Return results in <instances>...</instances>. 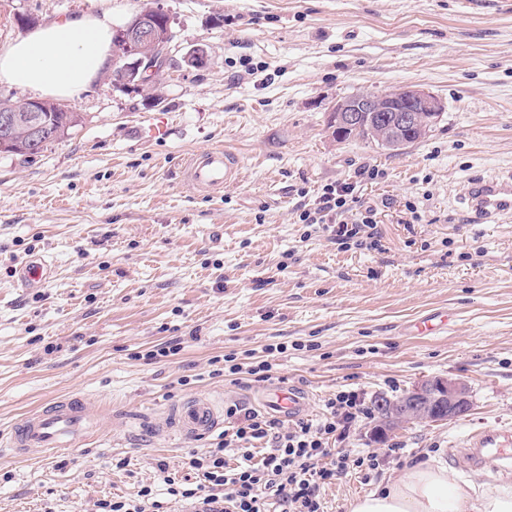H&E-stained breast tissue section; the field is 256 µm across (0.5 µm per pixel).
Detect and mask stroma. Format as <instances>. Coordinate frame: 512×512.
<instances>
[{"mask_svg":"<svg viewBox=\"0 0 512 512\" xmlns=\"http://www.w3.org/2000/svg\"><path fill=\"white\" fill-rule=\"evenodd\" d=\"M144 0H0V46L32 27L110 5L123 27ZM175 39L160 97L98 78L69 109L77 131L28 160L0 154V434L29 411L82 397L109 422L70 453H0V512H94L165 477L217 442L155 431L174 401L211 395L249 407L262 383L215 375L213 358L253 353L273 383L312 394L399 397L434 376L464 380L463 418L414 421L343 440L377 470L322 491L325 512L416 464H452L485 428L512 426V222L471 224L466 182L512 172V0H160ZM208 63L185 64L193 47ZM418 86L445 110L398 151L337 140L340 97ZM234 150L239 182L202 191L178 165ZM356 185L347 244L301 221L326 188ZM46 254L56 275L27 291L16 268ZM432 312L448 325L406 335ZM180 338L178 354L145 360ZM282 343L285 353L267 354Z\"/></svg>","mask_w":512,"mask_h":512,"instance_id":"obj_1","label":"stroma"}]
</instances>
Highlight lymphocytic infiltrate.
Listing matches in <instances>:
<instances>
[{
    "label": "lymphocytic infiltrate",
    "instance_id": "f902f5d3",
    "mask_svg": "<svg viewBox=\"0 0 512 512\" xmlns=\"http://www.w3.org/2000/svg\"><path fill=\"white\" fill-rule=\"evenodd\" d=\"M353 184L328 188L314 213L304 214L310 224L331 223V236L341 244L359 234L358 225L345 222L356 198ZM319 421L299 419L291 424L260 411L233 404L225 408L230 431L204 453H191L188 465L198 474L196 483L170 482L172 503L191 502L198 512H324L321 491L354 470H376L379 458L349 448L331 447L363 412L352 391L328 398ZM237 449L236 461L225 458Z\"/></svg>",
    "mask_w": 512,
    "mask_h": 512
}]
</instances>
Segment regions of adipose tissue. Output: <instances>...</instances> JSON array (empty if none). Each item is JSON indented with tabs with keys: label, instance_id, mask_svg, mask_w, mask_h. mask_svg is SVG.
<instances>
[{
	"label": "adipose tissue",
	"instance_id": "adipose-tissue-1",
	"mask_svg": "<svg viewBox=\"0 0 512 512\" xmlns=\"http://www.w3.org/2000/svg\"><path fill=\"white\" fill-rule=\"evenodd\" d=\"M113 34L108 7L45 24L0 47V83L75 100L111 68ZM350 512H512V486L476 497L447 466L427 461L352 502Z\"/></svg>",
	"mask_w": 512,
	"mask_h": 512
}]
</instances>
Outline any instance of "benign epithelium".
<instances>
[{"label":"benign epithelium","instance_id":"obj_1","mask_svg":"<svg viewBox=\"0 0 512 512\" xmlns=\"http://www.w3.org/2000/svg\"><path fill=\"white\" fill-rule=\"evenodd\" d=\"M161 9L137 15L117 34L114 63L117 78L138 84L157 80L167 65L170 45L156 27ZM51 102L27 100L19 112L0 114V150L13 144L37 145L42 139L43 113ZM445 109L431 92L417 87H401L384 94L353 93L337 100L328 114V122L342 139L361 129L368 130L374 140L387 148H403L408 144L406 132L424 135L432 123L438 122ZM26 116H20V113ZM389 424L421 420L438 424L467 416L473 402L467 384L456 378L433 377L420 380L397 399L379 401Z\"/></svg>","mask_w":512,"mask_h":512}]
</instances>
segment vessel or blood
<instances>
[{
    "label": "vessel or blood",
    "mask_w": 512,
    "mask_h": 512,
    "mask_svg": "<svg viewBox=\"0 0 512 512\" xmlns=\"http://www.w3.org/2000/svg\"><path fill=\"white\" fill-rule=\"evenodd\" d=\"M183 173L196 189L221 190L237 183L238 158L228 148L206 149L186 161ZM462 199L469 223H496L512 218V175L473 178L465 186ZM14 275L23 287L36 289L50 281L53 268L49 260L39 255L16 268ZM260 400L266 407L294 419L306 410L309 397L304 391L278 385L262 392ZM101 423V414L95 406L74 397L27 413L11 427L5 445L17 452L74 449ZM223 424V402L199 395L169 405L160 430L202 439ZM457 459L472 470H512V434L495 429L478 432L458 452Z\"/></svg>",
    "instance_id": "1"
}]
</instances>
